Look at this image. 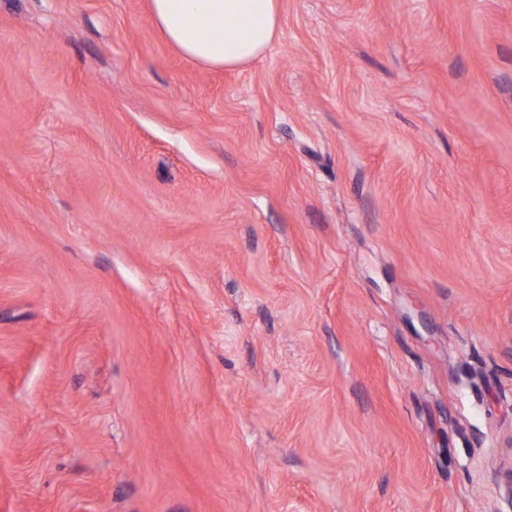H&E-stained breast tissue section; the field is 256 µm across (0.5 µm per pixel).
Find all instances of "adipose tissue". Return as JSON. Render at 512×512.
<instances>
[{
  "label": "adipose tissue",
  "instance_id": "adipose-tissue-1",
  "mask_svg": "<svg viewBox=\"0 0 512 512\" xmlns=\"http://www.w3.org/2000/svg\"><path fill=\"white\" fill-rule=\"evenodd\" d=\"M150 11L165 39L207 68L253 63L280 29L279 0H150Z\"/></svg>",
  "mask_w": 512,
  "mask_h": 512
}]
</instances>
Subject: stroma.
I'll list each match as a JSON object with an SVG mask.
<instances>
[{
  "instance_id": "obj_1",
  "label": "stroma",
  "mask_w": 512,
  "mask_h": 512,
  "mask_svg": "<svg viewBox=\"0 0 512 512\" xmlns=\"http://www.w3.org/2000/svg\"><path fill=\"white\" fill-rule=\"evenodd\" d=\"M0 0V512H512V0ZM165 39L196 64L241 68L270 49L280 29L279 0H150Z\"/></svg>"
}]
</instances>
